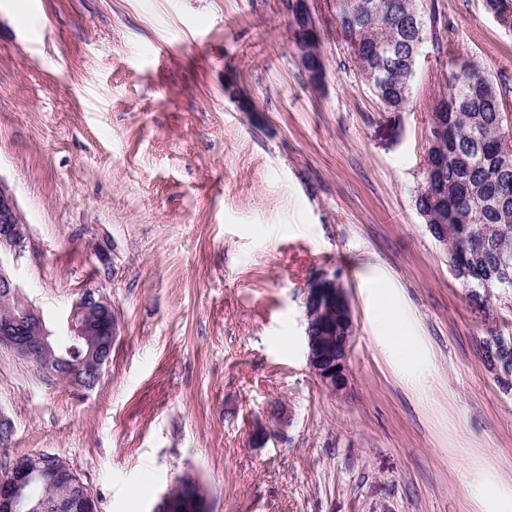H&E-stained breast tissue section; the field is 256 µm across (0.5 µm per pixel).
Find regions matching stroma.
Returning <instances> with one entry per match:
<instances>
[{"label": "stroma", "instance_id": "stroma-1", "mask_svg": "<svg viewBox=\"0 0 512 512\" xmlns=\"http://www.w3.org/2000/svg\"><path fill=\"white\" fill-rule=\"evenodd\" d=\"M327 2L316 83L279 0H0L11 272L57 341L86 289L119 319L90 391L0 348V466L60 455L99 512H156L185 475L212 512H512V390L480 355L512 294L475 314L414 204L449 58L512 79V30L441 0L452 42L392 109ZM333 276L355 323L335 394L304 333Z\"/></svg>", "mask_w": 512, "mask_h": 512}]
</instances>
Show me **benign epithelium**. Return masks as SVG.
<instances>
[{
	"label": "benign epithelium",
	"instance_id": "7a95c632",
	"mask_svg": "<svg viewBox=\"0 0 512 512\" xmlns=\"http://www.w3.org/2000/svg\"><path fill=\"white\" fill-rule=\"evenodd\" d=\"M27 222L12 188L0 179V294L21 300L20 289L9 271V254L25 247ZM305 306V341L307 362L321 384L331 392L345 388L348 355L353 340L354 322L344 289L334 278H321L307 288ZM339 309L341 321H323L311 328L316 318H324ZM72 341L80 344L82 354L73 359L47 327L40 312L22 303L21 315L0 321V347H6L38 366L55 372L66 370L71 385L91 390L110 364L112 341L119 333V320L112 302L97 289L85 290L76 301L71 316ZM342 331L336 338L327 333ZM8 479L0 482V512H28L27 503L35 490L47 484L64 487L52 498L40 497L38 506L44 512H97V500L80 473L64 458L38 452L15 458L6 465ZM193 504L183 497L170 495L158 512H211L209 496L191 488Z\"/></svg>",
	"mask_w": 512,
	"mask_h": 512
}]
</instances>
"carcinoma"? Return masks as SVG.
I'll list each match as a JSON object with an SVG mask.
<instances>
[{
  "instance_id": "obj_1",
  "label": "carcinoma",
  "mask_w": 512,
  "mask_h": 512,
  "mask_svg": "<svg viewBox=\"0 0 512 512\" xmlns=\"http://www.w3.org/2000/svg\"><path fill=\"white\" fill-rule=\"evenodd\" d=\"M500 26L512 29V0H484ZM292 40L304 53L303 70L324 72L320 39L308 22L290 24ZM336 31L345 41L349 63L381 104L397 109L410 98L415 75L411 43L425 39L441 50L453 30L437 0H336ZM447 92L433 111L442 115L438 148L424 163L436 167L432 189L421 184L415 208L426 224L448 220L442 244L448 259L469 271L467 288L475 309L487 314L504 265L512 267V154L502 148L509 129L508 84L485 74L473 60L450 59L443 74ZM444 197L448 212L440 210Z\"/></svg>"
}]
</instances>
